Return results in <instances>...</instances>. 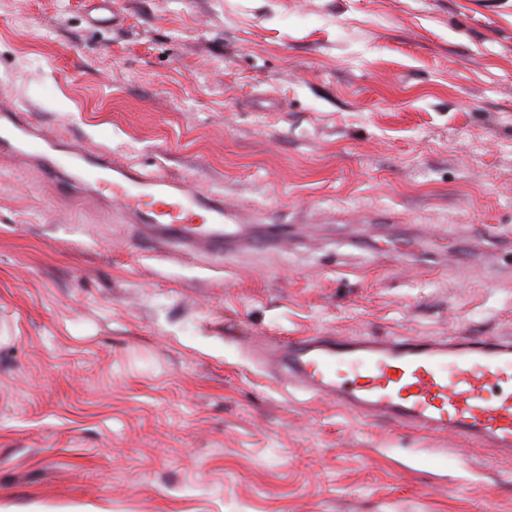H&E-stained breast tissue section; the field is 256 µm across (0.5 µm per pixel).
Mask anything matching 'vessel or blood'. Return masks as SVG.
<instances>
[{"label": "vessel or blood", "mask_w": 512, "mask_h": 512, "mask_svg": "<svg viewBox=\"0 0 512 512\" xmlns=\"http://www.w3.org/2000/svg\"><path fill=\"white\" fill-rule=\"evenodd\" d=\"M11 153L43 169H67L80 192L109 189L132 224L154 222L156 243L223 255L232 249L222 223L223 197L191 193L174 180L124 166L111 152L67 145L50 158L52 139L18 107L0 109ZM273 377H284L359 416L420 432L447 433L466 444L512 453V340L465 336L455 342L423 336H320L272 348Z\"/></svg>", "instance_id": "vessel-or-blood-1"}]
</instances>
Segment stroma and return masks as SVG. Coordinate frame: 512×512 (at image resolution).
Segmentation results:
<instances>
[{
  "instance_id": "1",
  "label": "stroma",
  "mask_w": 512,
  "mask_h": 512,
  "mask_svg": "<svg viewBox=\"0 0 512 512\" xmlns=\"http://www.w3.org/2000/svg\"><path fill=\"white\" fill-rule=\"evenodd\" d=\"M0 0V105L224 198L180 260L0 146V512H512V455L246 336H512V0Z\"/></svg>"
}]
</instances>
